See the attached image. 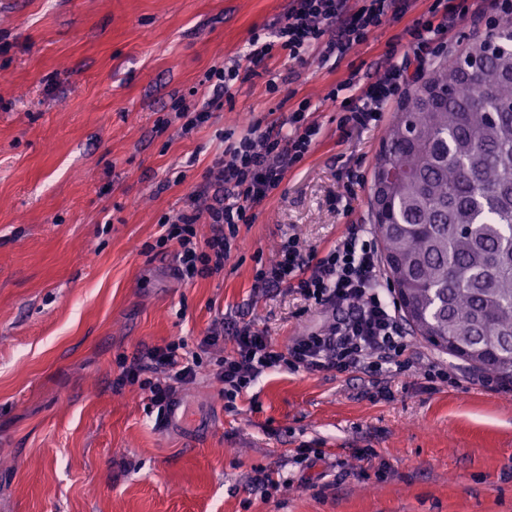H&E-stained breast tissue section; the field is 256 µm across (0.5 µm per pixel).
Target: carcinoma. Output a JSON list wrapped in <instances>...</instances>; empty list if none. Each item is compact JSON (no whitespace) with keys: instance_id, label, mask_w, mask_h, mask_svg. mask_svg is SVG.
Returning a JSON list of instances; mask_svg holds the SVG:
<instances>
[{"instance_id":"obj_1","label":"carcinoma","mask_w":512,"mask_h":512,"mask_svg":"<svg viewBox=\"0 0 512 512\" xmlns=\"http://www.w3.org/2000/svg\"><path fill=\"white\" fill-rule=\"evenodd\" d=\"M418 81L375 165L402 174L372 208L388 279L424 341L512 378V25Z\"/></svg>"}]
</instances>
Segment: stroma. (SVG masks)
I'll use <instances>...</instances> for the list:
<instances>
[{"mask_svg": "<svg viewBox=\"0 0 512 512\" xmlns=\"http://www.w3.org/2000/svg\"><path fill=\"white\" fill-rule=\"evenodd\" d=\"M431 3L413 0L336 68L280 50L217 100L207 72L289 0H0V512H512V382L417 335L389 400L361 373L275 370L229 410L202 368L178 390L210 417L200 433L161 429L146 394L117 383L148 349L196 347L218 321L228 355L235 325L283 346L327 320L255 274L283 235L321 251L369 223L368 181L401 104L345 133L325 96L352 72L374 81ZM305 98L321 129L310 157L241 225L220 275L180 280L173 247L155 244L163 218L214 178L224 133L282 121ZM181 100L210 104L209 122L182 134ZM353 165L364 182L343 213ZM432 364L450 381L429 384ZM305 444L324 452L308 468L295 462Z\"/></svg>", "mask_w": 512, "mask_h": 512, "instance_id": "1", "label": "stroma"}]
</instances>
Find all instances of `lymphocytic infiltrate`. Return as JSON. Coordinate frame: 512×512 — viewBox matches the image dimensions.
I'll list each match as a JSON object with an SVG mask.
<instances>
[{"label": "lymphocytic infiltrate", "instance_id": "f902f5d3", "mask_svg": "<svg viewBox=\"0 0 512 512\" xmlns=\"http://www.w3.org/2000/svg\"><path fill=\"white\" fill-rule=\"evenodd\" d=\"M410 7V0H361L354 10L348 0H291L274 31H252L240 59L227 67L212 68L206 80L214 95L224 97L240 77L264 67L277 48L293 60H304L313 50L320 64L340 62L354 47L366 43L375 29L402 19ZM468 11V0H433L427 14L404 31L410 54H401L399 42H392L388 64L374 82L361 88L350 77L330 89L327 98L331 101L338 99L340 91L354 93L342 107V126L365 129L377 124L387 104L405 97L410 64L421 66L438 57L446 33ZM333 25L338 28L334 34L329 31ZM315 110L306 98L279 127L264 128L256 122L240 137L225 134L224 150L214 160L216 182L204 183L196 191L202 198L214 190L220 192V199L203 209L184 210L168 221L157 239L158 247L175 245L180 280L193 282L223 269L238 246L241 225L254 223L255 207L270 198L288 170L309 155L320 132L312 119ZM203 220L212 226L211 236L204 240L197 233ZM256 282L263 288H291L330 316L324 325L282 348L252 325L234 327L229 333L236 347L231 355L216 358L213 371L224 386L227 405H234L269 369L382 375L401 365L410 347L397 302L382 281L378 244L370 225H349L323 252L304 251L296 236H285L277 245L276 261L258 270ZM224 333L223 323H215L194 352L188 351L181 338L153 347L146 361L126 371L125 379L148 391L152 404L165 407L180 385L196 378L203 356L216 349Z\"/></svg>", "mask_w": 512, "mask_h": 512}]
</instances>
